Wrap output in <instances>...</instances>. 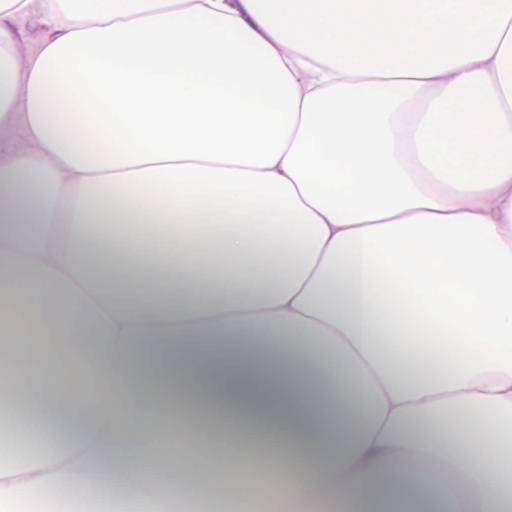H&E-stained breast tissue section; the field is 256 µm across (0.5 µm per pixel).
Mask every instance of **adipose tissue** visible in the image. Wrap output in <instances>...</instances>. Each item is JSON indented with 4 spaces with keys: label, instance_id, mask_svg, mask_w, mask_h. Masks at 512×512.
<instances>
[{
    "label": "adipose tissue",
    "instance_id": "adipose-tissue-1",
    "mask_svg": "<svg viewBox=\"0 0 512 512\" xmlns=\"http://www.w3.org/2000/svg\"><path fill=\"white\" fill-rule=\"evenodd\" d=\"M32 2L0 424L55 445L0 457V508L193 512L247 446L277 512H512V0H42L31 52ZM19 40L30 50H36L39 44L50 34L53 29L42 21V16L36 11L22 26L16 28Z\"/></svg>",
    "mask_w": 512,
    "mask_h": 512
}]
</instances>
